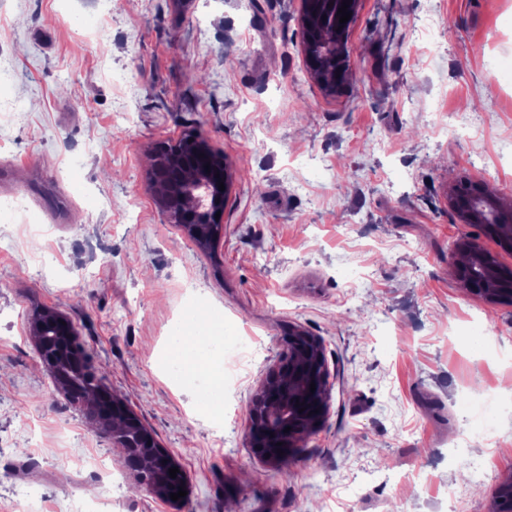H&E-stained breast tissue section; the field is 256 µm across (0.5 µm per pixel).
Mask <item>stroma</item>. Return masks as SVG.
Returning <instances> with one entry per match:
<instances>
[{
	"label": "stroma",
	"instance_id": "35a3bbf8",
	"mask_svg": "<svg viewBox=\"0 0 512 512\" xmlns=\"http://www.w3.org/2000/svg\"><path fill=\"white\" fill-rule=\"evenodd\" d=\"M0 0V512H64L123 472L107 512H494L512 479V302L448 263L481 237L459 180L512 202V0H362L351 69L326 95L300 0ZM195 132L236 178L201 250L149 188L159 143ZM204 305L254 362L224 418L163 368ZM76 325L92 370L191 477L141 491L104 426L55 384L36 312ZM298 325L330 373L325 425L261 463L247 409ZM313 0H301V10L299 14V25L302 32V54L307 66H310L314 56L316 42L311 37V31L315 28V13L312 9Z\"/></svg>",
	"mask_w": 512,
	"mask_h": 512
}]
</instances>
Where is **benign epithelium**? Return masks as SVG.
I'll return each instance as SVG.
<instances>
[{
  "label": "benign epithelium",
  "instance_id": "benign-epithelium-1",
  "mask_svg": "<svg viewBox=\"0 0 512 512\" xmlns=\"http://www.w3.org/2000/svg\"><path fill=\"white\" fill-rule=\"evenodd\" d=\"M313 0H301L299 25L302 32V54L311 63L316 42L311 37L315 28ZM362 5V0H350L347 11L351 18L336 30V40L322 42V55L335 68L329 83L321 86L329 95L348 79L350 71L349 34ZM193 164L195 177L183 184L165 179L163 170L170 166ZM210 168H205V165ZM234 174L224 160V154L212 148L204 139L194 134L182 138L181 148L169 150L156 157L151 172V190L163 212L170 215L189 236L199 239L203 247L211 250L219 237L209 233L210 224H220L216 213L224 211L230 196ZM225 190H219V183ZM452 208L465 223L476 218L470 206L461 200L456 190H451ZM456 275L464 287L480 294L487 300L512 298V281L504 279L493 257L478 237L461 242L451 255ZM31 335L40 357L51 371L65 368L83 378L93 377L85 356L79 332L72 320L61 312L45 309L38 312L31 323ZM329 369L324 347L319 337L302 328H291L285 341V351L279 364L271 370L266 382L258 389L248 408L246 434L249 446L265 464L278 466L299 447L312 432L320 429L329 411ZM315 391H310V384ZM102 409L121 416L129 424L126 432L147 442L148 451L138 455V475H146L153 493L170 501L176 507L180 501L170 499L179 489L189 490L190 478L177 459L163 448L152 432L145 427L138 415L112 391L99 385L96 401L89 404V412L99 417ZM291 431L284 432L285 428ZM281 446H276V443ZM282 453H277V450ZM179 468L176 477L169 476V469Z\"/></svg>",
  "mask_w": 512,
  "mask_h": 512
}]
</instances>
